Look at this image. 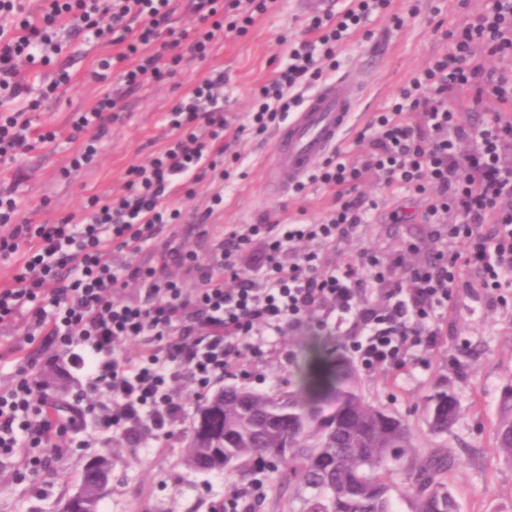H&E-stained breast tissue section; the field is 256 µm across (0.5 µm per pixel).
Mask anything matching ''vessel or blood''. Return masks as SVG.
I'll list each match as a JSON object with an SVG mask.
<instances>
[{"mask_svg": "<svg viewBox=\"0 0 512 512\" xmlns=\"http://www.w3.org/2000/svg\"><path fill=\"white\" fill-rule=\"evenodd\" d=\"M370 78L367 65L351 68L307 95L277 133L266 171L271 195L288 193L339 146Z\"/></svg>", "mask_w": 512, "mask_h": 512, "instance_id": "vessel-or-blood-1", "label": "vessel or blood"}]
</instances>
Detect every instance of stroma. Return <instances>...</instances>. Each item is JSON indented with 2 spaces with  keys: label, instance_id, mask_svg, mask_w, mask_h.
<instances>
[{
  "label": "stroma",
  "instance_id": "stroma-1",
  "mask_svg": "<svg viewBox=\"0 0 512 512\" xmlns=\"http://www.w3.org/2000/svg\"><path fill=\"white\" fill-rule=\"evenodd\" d=\"M488 3L391 0L385 14L372 15L337 55L342 71L367 57L373 63V78L341 142L342 149L358 155L362 149L359 133L377 113L388 110L399 91L432 57L447 52L449 32L471 23ZM343 5V0H275L267 12L255 15L245 35L224 34L206 59L187 62L164 83L147 82L133 90L115 77L105 83L90 79L94 63L110 54L111 46L81 37L69 39L50 65L27 77L33 97L41 101L32 118L40 128L54 131L56 140L33 143L15 161L0 162V187L14 188L24 214L39 223L82 214L90 197H106L121 185L130 164L164 150L172 137L165 112L196 81L223 78L224 110L235 124H244L261 88L288 61L296 44L309 39L311 19ZM62 69L72 76L70 87L47 94L48 84ZM106 93L116 97L121 118L104 137L96 166L69 171L74 150L68 141L70 120ZM273 139L270 130L243 132L224 157L230 180L209 176L194 184L193 197L181 203L179 240L206 252L230 225L314 222L334 208L333 190L318 184L281 198L270 196L264 167ZM218 191L224 194V205L208 211ZM360 191L367 199L377 200L378 206L371 210L370 221L358 238L324 249L326 262H341L362 247L390 252L408 242L419 247L416 260L431 256L433 246L417 198L383 189L371 174ZM398 208L408 215L401 224L391 219ZM198 222L206 237H199L195 230ZM26 328L22 315L0 325V385L13 378L19 357L28 355L35 359L33 377L48 393L66 402L82 393L86 381L69 368L67 351L49 345L44 336L28 341ZM314 337L330 350L344 342L334 325L302 327L279 337L273 354L256 361L248 375L225 377V385L268 394L291 391L303 362V346ZM359 375L370 402L406 420L420 452L440 448L458 459L452 488L460 512H512V465L499 460L493 451L498 402L504 386L512 383V309L496 305L482 293L461 294L445 314L438 344L426 354L424 363L411 365L404 373L363 369ZM445 383L451 384L457 396L460 414L448 433L435 435L428 428L423 402ZM111 407L106 397L95 396L83 415L81 431L69 436L70 451L49 457L45 469L17 475L10 459H1L0 512H59L76 490L86 463L106 448L112 451V482L99 502V512H219L230 484L223 474H201L186 465L190 425L173 426L169 437L135 447L121 431L98 428L99 413Z\"/></svg>",
  "mask_w": 512,
  "mask_h": 512
}]
</instances>
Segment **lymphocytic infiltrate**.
<instances>
[{"label": "lymphocytic infiltrate", "instance_id": "lymphocytic-infiltrate-1", "mask_svg": "<svg viewBox=\"0 0 512 512\" xmlns=\"http://www.w3.org/2000/svg\"><path fill=\"white\" fill-rule=\"evenodd\" d=\"M272 2L192 0L200 26L190 38L171 25L172 0H43L36 15L23 0H0V160H15L31 139H56L37 133L28 108L14 102L28 91L22 69L46 66L61 52L64 24L118 46L97 59L91 78L103 82L115 71L135 88L164 81L185 56L206 57L224 30L244 32ZM388 4L349 0L337 14L314 17V40L294 48L288 65L263 86L249 127L263 132L284 122L299 101L293 88L318 80L323 62L335 60L343 41ZM449 40L448 53L428 61L370 123L366 152L336 151L312 172L310 183L336 191L335 208L317 222L235 224L206 253L163 236L181 217L175 192L216 172L224 156L229 120L219 83L209 78L166 113L175 133L166 148L149 164L130 166L121 193L91 198L82 215L35 224L11 192H1L0 260L21 262L13 284L0 287V323L24 312L28 335L59 338L70 350V368L112 403L101 429L122 427L136 445L188 418L183 387L201 397L214 381L274 352L276 337L319 317H335L346 349L366 368L407 370L435 346L444 312L470 286L465 272L479 270V288L503 306L512 278V163L505 160L512 115L468 123L448 106L458 89L512 102V75L482 61L512 57V0H491ZM115 106L107 95L74 115L73 168L92 167L101 134L117 118ZM410 112L421 113L422 125L407 120ZM369 171L384 188L423 201L421 218L437 245L428 261L408 263L404 249L363 248L342 262H323L322 250L352 239L376 208L357 192ZM147 247L156 263H134ZM116 251L128 261L114 263ZM286 251L291 260L280 261ZM131 281L140 299L117 298L118 286ZM369 286L377 289L372 302L362 299ZM136 342L138 354L123 352ZM73 427V417L61 415L27 365H19L13 383L0 390V457L30 471L43 468L32 449L66 454Z\"/></svg>", "mask_w": 512, "mask_h": 512}]
</instances>
